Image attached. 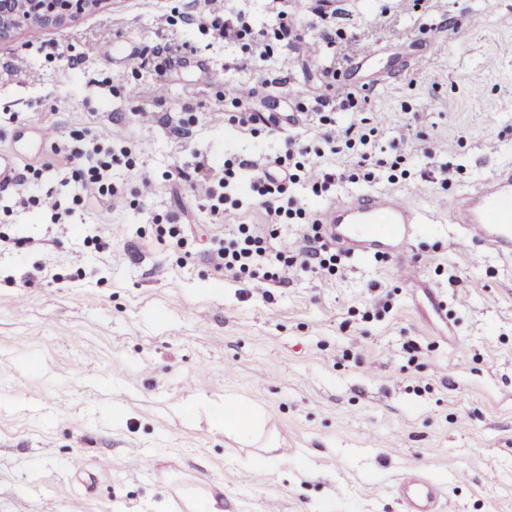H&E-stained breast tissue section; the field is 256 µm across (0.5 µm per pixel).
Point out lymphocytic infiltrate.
<instances>
[{
	"instance_id": "lymphocytic-infiltrate-1",
	"label": "lymphocytic infiltrate",
	"mask_w": 512,
	"mask_h": 512,
	"mask_svg": "<svg viewBox=\"0 0 512 512\" xmlns=\"http://www.w3.org/2000/svg\"><path fill=\"white\" fill-rule=\"evenodd\" d=\"M200 31L218 38H231L240 42L249 53L253 65H260L274 44L297 38L298 30L293 19H282L276 29L269 32L255 30L245 17L228 19L222 11L212 9L200 14L196 20ZM319 122L326 126V141L334 153L356 155L360 166L374 165L383 168L390 183L406 179L409 171L404 156L393 159L375 157V139L379 128L371 119L360 123L338 125L335 117L320 115ZM58 161L78 165L79 176L85 185L103 199L115 194L112 186L113 168L132 167L133 151L124 145L112 144L108 139L84 140L73 138L54 148ZM313 151L305 145L289 149L285 156L275 158V172H253L250 190L255 200L265 205L270 217L266 228L259 229L250 224L236 225L232 235L218 238L210 243V250L217 259L218 268L231 273L235 278L247 279L253 287L264 288L283 282L285 277L309 276L326 283L336 277L340 257L327 244L307 246L300 250L278 249L273 245L278 233L276 227L283 220L306 217V210L298 198L292 195V186H309L313 195H321L332 184L331 175L316 176L313 172ZM197 171L206 184L209 212L215 220H223L227 209V192L235 175L232 161L223 167L199 165Z\"/></svg>"
}]
</instances>
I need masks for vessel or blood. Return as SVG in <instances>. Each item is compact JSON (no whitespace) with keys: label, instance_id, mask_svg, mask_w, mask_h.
<instances>
[{"label":"vessel or blood","instance_id":"b4317fda","mask_svg":"<svg viewBox=\"0 0 512 512\" xmlns=\"http://www.w3.org/2000/svg\"><path fill=\"white\" fill-rule=\"evenodd\" d=\"M449 222L465 225L471 240L512 255V167L495 170L475 191L457 197L448 207ZM428 218L405 196L353 193L316 215L329 241L351 256H401L396 274L414 279L404 256L422 234ZM404 512H441V490L416 472L404 474L395 486Z\"/></svg>","mask_w":512,"mask_h":512}]
</instances>
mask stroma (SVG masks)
<instances>
[{"label": "stroma", "mask_w": 512, "mask_h": 512, "mask_svg": "<svg viewBox=\"0 0 512 512\" xmlns=\"http://www.w3.org/2000/svg\"><path fill=\"white\" fill-rule=\"evenodd\" d=\"M175 7L186 20L173 25ZM204 8L103 0L38 39L0 41V150L51 160L41 124L136 149L109 202L59 162L37 190L0 188V512H187L207 492L232 512H402L392 489L410 471L444 491L442 512H512V257L442 219L413 244V282L396 258L345 257L327 284L263 291L208 253L232 225L269 223L249 176L293 142L337 176L319 197L294 187L311 216L355 192L405 194L430 214L512 166V0H224L258 29L282 10L295 20L299 40L258 66L198 31ZM325 11L344 37L313 55ZM334 77L358 99L337 121L384 119L375 152L404 155L407 180L352 179L356 158L330 151L313 114L337 105ZM228 84L276 125L229 122ZM403 123L402 142L390 128ZM228 158L244 165L241 205L218 223L194 168ZM159 214L185 225V248L157 242ZM94 235L108 249L90 253ZM228 394L264 409L284 462L241 466L246 448L208 411Z\"/></svg>", "instance_id": "obj_1"}]
</instances>
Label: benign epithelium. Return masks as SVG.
<instances>
[{
	"label": "benign epithelium",
	"instance_id": "7a95c632",
	"mask_svg": "<svg viewBox=\"0 0 512 512\" xmlns=\"http://www.w3.org/2000/svg\"><path fill=\"white\" fill-rule=\"evenodd\" d=\"M102 0H0V40L22 25L62 24L97 7Z\"/></svg>",
	"mask_w": 512,
	"mask_h": 512
}]
</instances>
